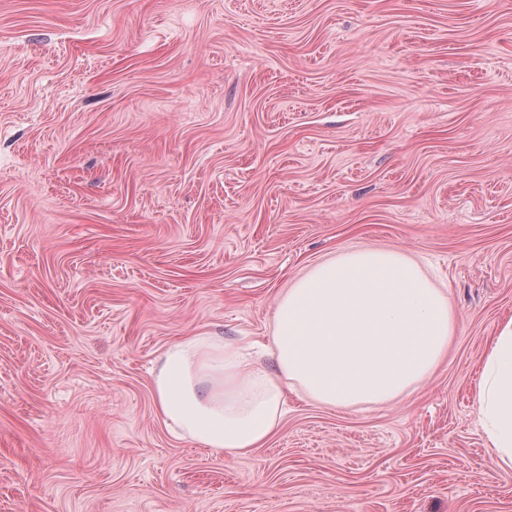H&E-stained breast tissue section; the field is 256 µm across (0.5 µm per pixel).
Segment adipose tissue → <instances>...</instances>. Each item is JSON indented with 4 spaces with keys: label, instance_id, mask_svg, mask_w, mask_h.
Instances as JSON below:
<instances>
[{
    "label": "adipose tissue",
    "instance_id": "obj_1",
    "mask_svg": "<svg viewBox=\"0 0 512 512\" xmlns=\"http://www.w3.org/2000/svg\"><path fill=\"white\" fill-rule=\"evenodd\" d=\"M453 333L447 299L418 264L395 250L357 249L279 297L274 368L220 336L170 343L152 379L156 414L172 432L236 457L276 433L289 390L335 408L393 402L430 375ZM477 399L489 461L512 469V317L495 327Z\"/></svg>",
    "mask_w": 512,
    "mask_h": 512
}]
</instances>
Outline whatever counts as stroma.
<instances>
[{
    "instance_id": "1",
    "label": "stroma",
    "mask_w": 512,
    "mask_h": 512,
    "mask_svg": "<svg viewBox=\"0 0 512 512\" xmlns=\"http://www.w3.org/2000/svg\"><path fill=\"white\" fill-rule=\"evenodd\" d=\"M358 248L448 297L386 405L173 436L176 339L268 343ZM512 316V0H0V512H512L477 418Z\"/></svg>"
}]
</instances>
